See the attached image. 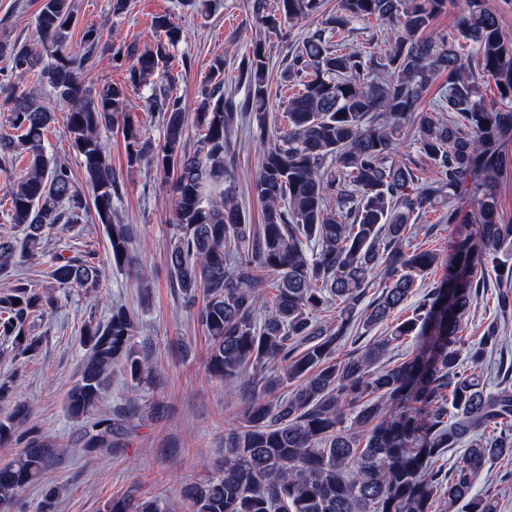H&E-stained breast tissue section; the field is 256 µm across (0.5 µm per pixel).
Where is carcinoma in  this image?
<instances>
[{"label": "carcinoma", "instance_id": "cac0c4a2", "mask_svg": "<svg viewBox=\"0 0 512 512\" xmlns=\"http://www.w3.org/2000/svg\"><path fill=\"white\" fill-rule=\"evenodd\" d=\"M449 0H250L254 24L285 37L302 21L321 27L289 44L284 78L298 87L284 102V123L271 126L266 42L257 39L238 69L243 97L224 92V59L210 65L194 115L173 93L171 60L183 29L168 14L152 26L155 44L112 49L122 84H86L101 62L99 28L87 27L82 53L66 46L72 0H41L36 35L41 49L0 40V59L24 76L37 72L49 97L10 93L8 126L0 133V171L10 175L0 210L11 231L0 233V275L19 254L44 255L50 235L90 219L109 241V261L148 278L133 255L134 229L115 221L123 185L103 134L121 129L127 163H147L169 184L173 224L167 268L184 304L195 313L208 347L207 374L241 381L239 401L224 434L220 458L182 492L185 512H496L495 499L473 492L486 466L512 459V386L486 389L481 366L499 342L490 326L464 348L461 336L478 300V267L492 259L512 281V220L496 187L512 177V35L486 0H461L459 34L474 51L436 30ZM392 27L379 47L346 42L354 24ZM494 83L498 102L485 100ZM437 87L430 107L426 94ZM157 114L153 139L129 119L131 95ZM67 108L66 133L80 159L91 201L83 200L69 161L47 152L52 104ZM256 123L262 156L254 193L263 223L248 224L231 181L230 135L239 119ZM202 135L191 148L189 123ZM411 133L426 174L412 158L394 157ZM469 204L461 216L455 203ZM443 208L453 225L448 249L410 244L417 217ZM440 279L411 316L389 336L342 355L339 342L355 323L372 327L405 306L417 283ZM103 274L96 254L53 256V285L16 281L0 292V346L16 360L34 356L43 342L35 322L56 311L74 288H96ZM379 278L380 294L361 309L365 290ZM275 293L266 306L262 288ZM268 307L263 318L261 307ZM336 307V323L318 315ZM136 321L114 304L103 320L81 327L86 349L66 398L77 423L68 445L90 458L120 454L133 433L134 410L101 409L116 369L147 385L150 354L133 345ZM414 346L395 365L382 363L406 337ZM295 381L292 391H277ZM16 376L0 378V445L20 451L0 465V512H26L25 492L41 491L40 512H54L59 486L47 471L59 445L15 401ZM464 448L453 471L438 462ZM104 512H164L157 500L129 494Z\"/></svg>", "mask_w": 512, "mask_h": 512}]
</instances>
